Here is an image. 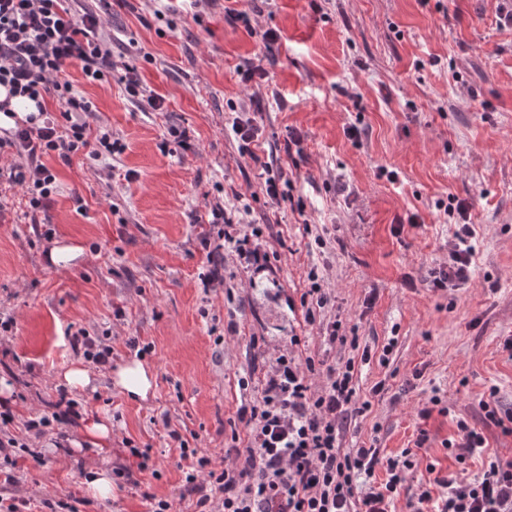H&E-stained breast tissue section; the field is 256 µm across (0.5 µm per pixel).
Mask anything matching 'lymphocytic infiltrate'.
Wrapping results in <instances>:
<instances>
[{"instance_id": "f902f5d3", "label": "lymphocytic infiltrate", "mask_w": 512, "mask_h": 512, "mask_svg": "<svg viewBox=\"0 0 512 512\" xmlns=\"http://www.w3.org/2000/svg\"><path fill=\"white\" fill-rule=\"evenodd\" d=\"M73 65L86 83L112 79V50L97 13L76 14L71 0H0V86L37 107L36 115L0 137V154L11 150L16 155L0 167V178L28 195L35 213L47 209L57 191L48 159L67 164L82 152L97 160L123 150L111 130L91 129L87 116L94 105L69 79ZM50 100L58 111L47 108ZM211 215L224 227L208 253L204 287L223 282L225 254L267 265L269 255L256 243L262 233L258 225L236 221L235 210L219 203ZM454 236L457 243L435 287L466 281L471 273L476 229L462 224ZM319 373L327 383L316 392L310 379ZM369 407L358 399L353 361L324 368L311 357L299 363L281 355L266 375L261 396L238 412L248 429L247 447L235 450L221 470L211 469L209 457L195 456L187 440L170 431L181 459L191 462L184 489L197 494L199 512H393L411 461L403 454L380 458L371 447L341 446L343 421ZM380 466L385 477L379 482L375 471ZM435 483L439 494L422 488L413 512H512V459L490 460L470 481L439 476Z\"/></svg>"}]
</instances>
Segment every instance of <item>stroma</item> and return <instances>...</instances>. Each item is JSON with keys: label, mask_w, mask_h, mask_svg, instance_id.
I'll list each match as a JSON object with an SVG mask.
<instances>
[{"label": "stroma", "mask_w": 512, "mask_h": 512, "mask_svg": "<svg viewBox=\"0 0 512 512\" xmlns=\"http://www.w3.org/2000/svg\"><path fill=\"white\" fill-rule=\"evenodd\" d=\"M498 2L259 0L243 24L225 18L222 0L200 9L189 0H83L108 21L112 81L67 73L97 107L91 127L111 129L124 150L110 163L79 155L54 165L59 191L46 219L56 238L84 248L64 273L46 260L50 241L23 219L22 193L0 189L9 202L0 316L14 320L0 334L6 431L33 447L14 482L0 472V496L23 500V512L72 497L80 512H148L149 492L172 512H197L169 429L221 468L225 449L248 444L240 406L288 350L331 364L354 359L358 398L371 408L349 416L342 445L384 458L411 450L395 512H409L435 473L471 479L490 458H512V433L479 405L493 390L499 416L512 414V353L503 348L512 339V15ZM268 30L278 35L269 45ZM255 62L266 75L244 86L239 72ZM130 66L164 98L163 111L127 99ZM236 115L258 129L254 158L239 153ZM171 123L187 129L188 149L164 148ZM271 166L288 178L275 200L263 190ZM235 197L264 228L269 266L227 257L223 284L206 289L211 206ZM460 224L476 227L475 268L466 282L436 288L433 273L446 266ZM313 269L331 297L321 320L356 332L359 349L326 347L319 327L305 324L295 302ZM81 331L109 346L116 366L135 356L128 339L150 345L146 399L111 386L106 369L94 387L64 390L58 375L82 359L72 344ZM294 336L299 346H290ZM435 393L441 411L423 416ZM64 395L82 403L84 420L111 417L110 448L78 450L58 444L56 431L28 432ZM460 417L487 439L462 463L446 449ZM131 444L148 449L153 469L137 470ZM93 461L134 468V483L116 478L111 497L89 496Z\"/></svg>", "instance_id": "1"}]
</instances>
